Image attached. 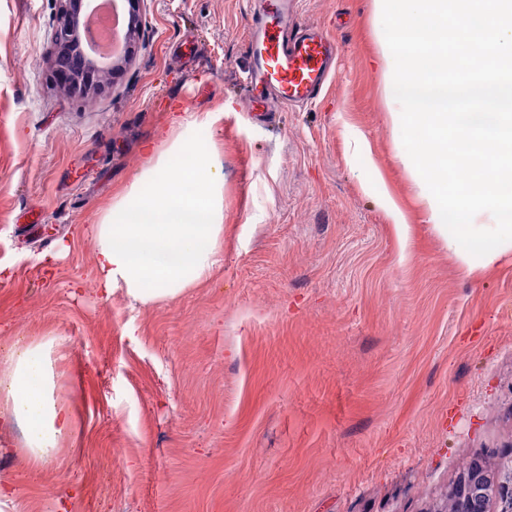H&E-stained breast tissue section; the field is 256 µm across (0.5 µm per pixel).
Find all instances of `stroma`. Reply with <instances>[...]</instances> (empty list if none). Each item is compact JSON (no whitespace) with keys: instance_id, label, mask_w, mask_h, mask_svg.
<instances>
[{"instance_id":"stroma-1","label":"stroma","mask_w":512,"mask_h":512,"mask_svg":"<svg viewBox=\"0 0 512 512\" xmlns=\"http://www.w3.org/2000/svg\"><path fill=\"white\" fill-rule=\"evenodd\" d=\"M59 0H0V348L66 339L67 464L0 473L21 512H433L480 461L512 460V254L466 275L427 221L394 138L374 0H301L340 47L316 101L244 94L250 0H146L140 48L67 96L42 49ZM218 113L223 259L176 300L102 295L92 226L150 163L171 112ZM410 229L363 191L348 130ZM67 254L53 274L39 255Z\"/></svg>"}]
</instances>
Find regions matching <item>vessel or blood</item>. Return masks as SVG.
<instances>
[{"label": "vessel or blood", "mask_w": 512, "mask_h": 512, "mask_svg": "<svg viewBox=\"0 0 512 512\" xmlns=\"http://www.w3.org/2000/svg\"><path fill=\"white\" fill-rule=\"evenodd\" d=\"M295 21L292 0H265L258 29L248 39L253 89L261 94L274 91L287 105L315 98L336 55L335 41L319 32L306 30L287 37Z\"/></svg>", "instance_id": "1"}]
</instances>
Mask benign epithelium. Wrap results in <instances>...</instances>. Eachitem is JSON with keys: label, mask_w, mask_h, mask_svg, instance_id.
I'll use <instances>...</instances> for the list:
<instances>
[{"label": "benign epithelium", "mask_w": 512, "mask_h": 512, "mask_svg": "<svg viewBox=\"0 0 512 512\" xmlns=\"http://www.w3.org/2000/svg\"><path fill=\"white\" fill-rule=\"evenodd\" d=\"M88 0H60V8L50 41L45 46L43 56L57 68L64 69L73 58L77 57L81 65L77 68L79 76L72 83L62 85L66 94H86L106 82L109 77L131 60L134 51L132 37L135 24H130L124 33V50L121 54L107 61H95L84 58L81 45L86 34L81 25V15L86 11ZM467 493L462 494L453 489L448 498V505L442 512H491L489 504L494 485L487 477L483 467L471 470L466 478Z\"/></svg>", "instance_id": "obj_1"}]
</instances>
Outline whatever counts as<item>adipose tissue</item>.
Instances as JSON below:
<instances>
[{"label": "adipose tissue", "instance_id": "adipose-tissue-1", "mask_svg": "<svg viewBox=\"0 0 512 512\" xmlns=\"http://www.w3.org/2000/svg\"><path fill=\"white\" fill-rule=\"evenodd\" d=\"M214 113L177 117L176 131L154 163L102 208L95 224V275L105 293L120 289L133 302L172 301L205 279L218 263L224 239V163L214 143L198 139ZM353 157L364 188L389 223L406 217L389 194L364 135L352 133ZM63 341L49 333L0 350V407L20 428L24 463L62 465L63 444L74 430L70 406L56 393Z\"/></svg>", "mask_w": 512, "mask_h": 512}]
</instances>
